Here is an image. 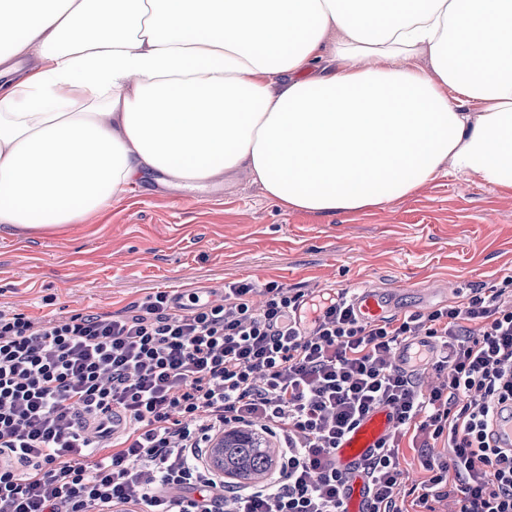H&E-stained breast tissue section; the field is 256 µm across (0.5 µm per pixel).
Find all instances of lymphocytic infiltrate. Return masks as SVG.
Returning <instances> with one entry per match:
<instances>
[{"mask_svg": "<svg viewBox=\"0 0 512 512\" xmlns=\"http://www.w3.org/2000/svg\"><path fill=\"white\" fill-rule=\"evenodd\" d=\"M262 294V307L252 298ZM434 343L441 383L422 393L395 362ZM512 400V299L473 288L464 302L402 319H359L347 291L311 302L269 283L232 282L222 302L150 293L117 314L45 321L0 312V512H343V437L379 406L395 421L361 468L364 512H400V439L414 433L430 477L420 507L512 512V449L492 445ZM126 425L112 437L110 418ZM99 423V453L82 426ZM257 427L278 460L243 485L207 462L226 429Z\"/></svg>", "mask_w": 512, "mask_h": 512, "instance_id": "1", "label": "lymphocytic infiltrate"}]
</instances>
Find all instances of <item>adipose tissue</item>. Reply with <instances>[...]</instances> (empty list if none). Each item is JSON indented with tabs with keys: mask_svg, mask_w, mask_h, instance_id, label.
<instances>
[{
	"mask_svg": "<svg viewBox=\"0 0 512 512\" xmlns=\"http://www.w3.org/2000/svg\"><path fill=\"white\" fill-rule=\"evenodd\" d=\"M0 233L160 172L333 214L512 189V0H0Z\"/></svg>",
	"mask_w": 512,
	"mask_h": 512,
	"instance_id": "obj_1",
	"label": "adipose tissue"
}]
</instances>
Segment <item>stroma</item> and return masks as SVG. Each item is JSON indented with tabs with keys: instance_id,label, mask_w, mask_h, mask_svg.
<instances>
[{
	"instance_id": "stroma-1",
	"label": "stroma",
	"mask_w": 512,
	"mask_h": 512,
	"mask_svg": "<svg viewBox=\"0 0 512 512\" xmlns=\"http://www.w3.org/2000/svg\"><path fill=\"white\" fill-rule=\"evenodd\" d=\"M510 275L512 191L452 174L331 215L285 209L244 177L214 192L157 175L62 231L0 234V309L38 320L117 313L157 290L219 301L225 283L243 280L309 295L396 290L404 317L456 304L470 287H505ZM429 288L443 294L421 304ZM400 463L398 506L414 512L428 473L412 448Z\"/></svg>"
}]
</instances>
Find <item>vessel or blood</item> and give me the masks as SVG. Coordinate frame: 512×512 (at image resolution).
<instances>
[{"label": "vessel or blood", "instance_id": "vessel-or-blood-1", "mask_svg": "<svg viewBox=\"0 0 512 512\" xmlns=\"http://www.w3.org/2000/svg\"><path fill=\"white\" fill-rule=\"evenodd\" d=\"M351 298L361 319H375L396 311L397 296L380 288L355 287ZM432 357L431 346L422 340L403 343L396 353V364L406 371H425ZM394 420L387 407H379L348 432L336 450L338 469L349 476L344 503L345 512H363L366 486L358 472L359 465L378 447L392 430ZM493 442L502 448H512V402L496 407L492 421Z\"/></svg>", "mask_w": 512, "mask_h": 512}]
</instances>
